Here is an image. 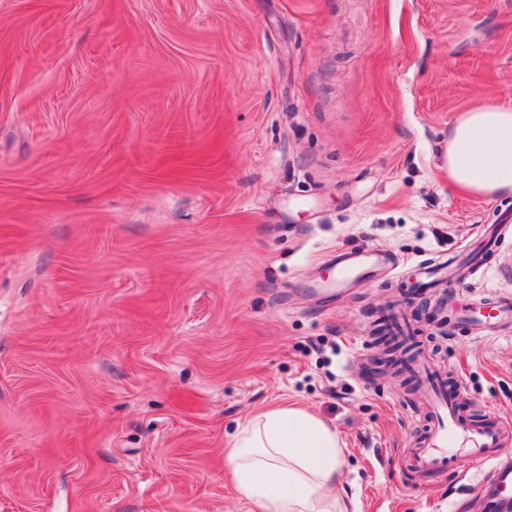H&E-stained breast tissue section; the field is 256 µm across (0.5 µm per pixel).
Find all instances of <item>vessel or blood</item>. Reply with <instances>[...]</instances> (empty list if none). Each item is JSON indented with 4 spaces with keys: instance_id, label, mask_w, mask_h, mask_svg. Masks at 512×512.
I'll use <instances>...</instances> for the list:
<instances>
[{
    "instance_id": "b4317fda",
    "label": "vessel or blood",
    "mask_w": 512,
    "mask_h": 512,
    "mask_svg": "<svg viewBox=\"0 0 512 512\" xmlns=\"http://www.w3.org/2000/svg\"><path fill=\"white\" fill-rule=\"evenodd\" d=\"M477 308L483 309V325L503 327L512 320V296L480 299ZM418 392L423 399L430 423L425 439L418 447L408 449L409 467L420 477L447 473L458 458L471 464L490 461L494 464L492 481L505 497H512V466L498 462L504 444V434L512 422L501 421L499 426L463 425L457 418V394L449 392L441 372L432 365L416 361L412 367Z\"/></svg>"
}]
</instances>
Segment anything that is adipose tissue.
<instances>
[{
  "label": "adipose tissue",
  "instance_id": "obj_1",
  "mask_svg": "<svg viewBox=\"0 0 512 512\" xmlns=\"http://www.w3.org/2000/svg\"><path fill=\"white\" fill-rule=\"evenodd\" d=\"M444 166L453 190L512 195V108L488 103L460 114ZM346 452L335 428L293 403L250 417L226 443L234 489L257 512H349L336 493Z\"/></svg>",
  "mask_w": 512,
  "mask_h": 512
}]
</instances>
